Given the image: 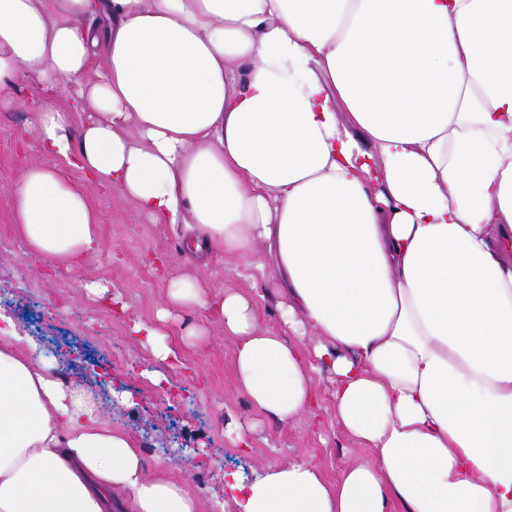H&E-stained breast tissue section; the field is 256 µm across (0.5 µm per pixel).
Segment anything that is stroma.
Returning <instances> with one entry per match:
<instances>
[{
  "label": "stroma",
  "mask_w": 512,
  "mask_h": 512,
  "mask_svg": "<svg viewBox=\"0 0 512 512\" xmlns=\"http://www.w3.org/2000/svg\"><path fill=\"white\" fill-rule=\"evenodd\" d=\"M13 107L0 110V314L8 316L20 350L37 347L45 364L69 370L99 401L104 417L129 432L141 448L147 475L167 471L182 481L200 478L201 512H238L229 477L249 483L269 468L305 460L329 482L350 466L369 461L368 451L349 438L329 407L282 423L257 415L237 389L234 343L223 325L206 321L194 308L173 311L164 329L179 347L184 367L167 370L168 391L150 379L162 369L144 339L131 336V319L152 322L168 305L170 280L185 276L209 283L213 292L243 290L232 262L201 261L183 249L182 231L154 224L118 193L87 187L100 219L102 249L87 255L80 268L54 269L31 253L16 234L12 190L25 169L44 163L32 126L39 105L36 80L20 84ZM97 281L128 304L127 315L89 294ZM53 302L54 321L37 319L34 306ZM121 361H113V348ZM248 429L252 446L235 448L228 422Z\"/></svg>",
  "instance_id": "stroma-1"
}]
</instances>
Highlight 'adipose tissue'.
Instances as JSON below:
<instances>
[{"instance_id": "1", "label": "adipose tissue", "mask_w": 512, "mask_h": 512, "mask_svg": "<svg viewBox=\"0 0 512 512\" xmlns=\"http://www.w3.org/2000/svg\"><path fill=\"white\" fill-rule=\"evenodd\" d=\"M30 74L25 247L68 270L100 251L73 170L181 225L253 283L168 301L223 325L254 411H312L327 370L372 456L235 483L240 512H512V0H0V107ZM272 290L296 342L260 325ZM16 342L0 327V512H200Z\"/></svg>"}]
</instances>
